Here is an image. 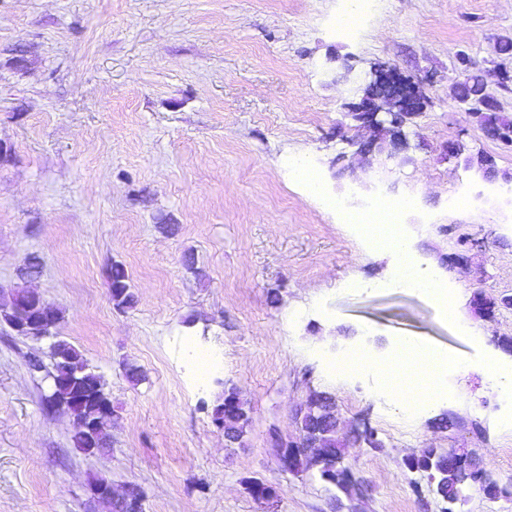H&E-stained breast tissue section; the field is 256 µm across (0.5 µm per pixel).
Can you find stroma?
I'll list each match as a JSON object with an SVG mask.
<instances>
[{"mask_svg":"<svg viewBox=\"0 0 512 512\" xmlns=\"http://www.w3.org/2000/svg\"><path fill=\"white\" fill-rule=\"evenodd\" d=\"M342 0H0V292L30 288L58 309L57 331L102 376L112 445L86 455L65 411H46L49 382L30 372L49 340L0 325V512H108L89 483L146 494L144 512H442L427 478L403 466L419 449L454 448L512 483V403L481 364L512 360V147L485 137L452 98L456 54L500 62L512 0H377L351 34ZM426 81L428 102L404 145L362 163L368 133L348 117L375 69ZM458 144L462 154L445 158ZM491 157L487 180L476 164ZM318 171L323 198L288 171ZM471 205L453 209L454 183ZM405 196L418 255L475 256L480 276L444 277L472 333L435 305L386 287L391 257L342 224L353 209ZM194 255L187 269L185 255ZM41 271L22 276L29 258ZM121 263L135 296L116 309L108 270ZM367 290L352 289V282ZM498 301L470 311L474 291ZM391 351L419 336L467 359L446 406L405 414L365 371L329 368L366 337ZM221 351L199 381L187 344ZM145 378L131 383L124 363ZM240 390L251 423L226 445L213 422L224 388ZM330 393L345 424L366 422L380 450L346 448L368 485L356 500L316 471L281 470L272 434L296 433L309 391ZM460 424L437 428L442 412ZM274 496L255 501L250 482Z\"/></svg>","mask_w":512,"mask_h":512,"instance_id":"stroma-1","label":"stroma"}]
</instances>
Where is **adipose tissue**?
<instances>
[{"mask_svg":"<svg viewBox=\"0 0 512 512\" xmlns=\"http://www.w3.org/2000/svg\"><path fill=\"white\" fill-rule=\"evenodd\" d=\"M356 227L375 247L393 254L399 275L389 280V287L401 288L430 299L443 322L457 329L462 328L463 323L455 305L444 298L441 281L423 270L416 261L404 225H389L387 234L383 236L365 220H358ZM358 363L388 387L401 409L409 414L447 396L445 380L448 372L463 373L467 370L465 360L448 354L446 350L418 336L397 338L391 354L387 356L363 352Z\"/></svg>","mask_w":512,"mask_h":512,"instance_id":"adipose-tissue-1","label":"adipose tissue"}]
</instances>
